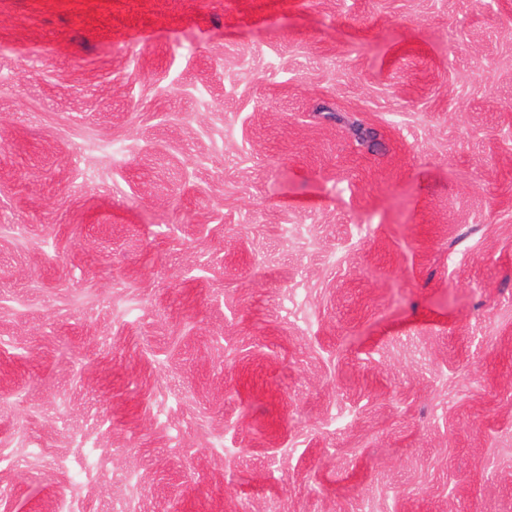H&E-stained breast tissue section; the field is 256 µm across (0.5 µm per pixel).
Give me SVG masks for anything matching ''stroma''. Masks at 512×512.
Returning a JSON list of instances; mask_svg holds the SVG:
<instances>
[{
  "instance_id": "obj_1",
  "label": "stroma",
  "mask_w": 512,
  "mask_h": 512,
  "mask_svg": "<svg viewBox=\"0 0 512 512\" xmlns=\"http://www.w3.org/2000/svg\"><path fill=\"white\" fill-rule=\"evenodd\" d=\"M512 512V0H0V512Z\"/></svg>"
}]
</instances>
